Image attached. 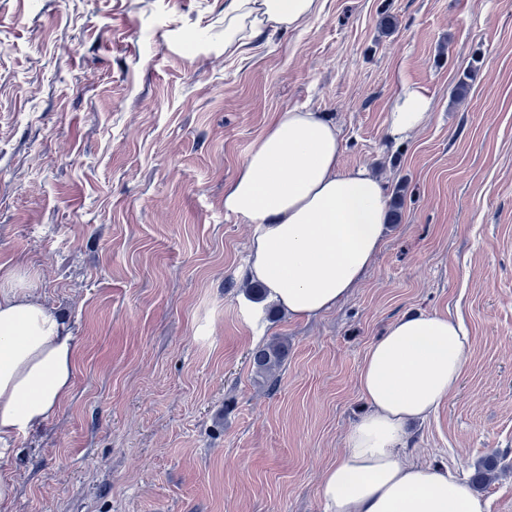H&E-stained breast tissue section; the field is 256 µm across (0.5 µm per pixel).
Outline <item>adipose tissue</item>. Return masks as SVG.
I'll use <instances>...</instances> for the list:
<instances>
[{
  "label": "adipose tissue",
  "instance_id": "adipose-tissue-1",
  "mask_svg": "<svg viewBox=\"0 0 512 512\" xmlns=\"http://www.w3.org/2000/svg\"><path fill=\"white\" fill-rule=\"evenodd\" d=\"M319 0H228L224 55H240L262 30L298 28ZM434 108L406 83L389 109L386 134L421 129ZM342 137L323 114L281 111L224 187V211L250 224L247 276L268 301L310 318L358 286L379 254L388 195L366 166L343 168ZM471 344L458 316L415 313L395 321L359 369L366 412L321 478L329 512H487L466 481L409 463L410 422L426 418L461 378ZM77 344L65 314L39 301L27 275L0 276V462L12 443L50 420L68 398Z\"/></svg>",
  "mask_w": 512,
  "mask_h": 512
}]
</instances>
